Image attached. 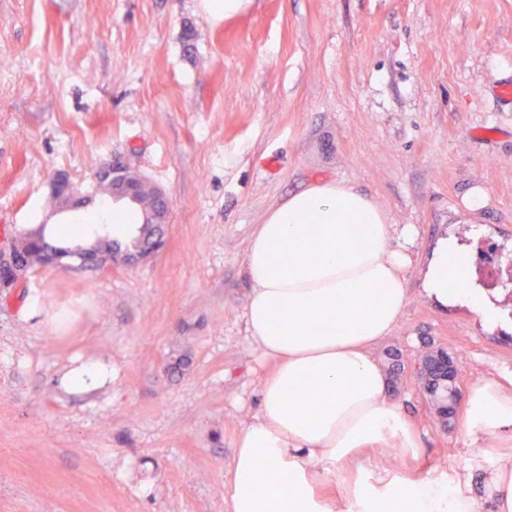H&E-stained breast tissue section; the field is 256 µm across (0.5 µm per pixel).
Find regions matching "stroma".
<instances>
[{
    "label": "stroma",
    "mask_w": 512,
    "mask_h": 512,
    "mask_svg": "<svg viewBox=\"0 0 512 512\" xmlns=\"http://www.w3.org/2000/svg\"><path fill=\"white\" fill-rule=\"evenodd\" d=\"M512 0H0V237L73 223L48 179L84 193L124 164L171 200L167 243L135 266L33 267L0 291V512H229V464L273 364L247 338L249 240L315 176L414 225L408 304L373 348L419 459L375 448L414 479L482 499L500 451L461 417L442 426L412 368L442 348L460 388L512 370ZM483 190L487 206L467 211ZM484 226L473 236V226ZM504 323L440 309L420 272L442 236ZM105 361L111 383L62 375Z\"/></svg>",
    "instance_id": "1"
}]
</instances>
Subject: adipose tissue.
I'll list each match as a JSON object with an SVG mask.
<instances>
[{"mask_svg": "<svg viewBox=\"0 0 512 512\" xmlns=\"http://www.w3.org/2000/svg\"><path fill=\"white\" fill-rule=\"evenodd\" d=\"M411 263L408 250L392 247L385 213L344 182L310 179L258 224L244 260L245 320L276 368L232 453L230 512H476V500L447 480L366 477L358 465L364 449L392 442L421 454L372 353L400 321ZM423 290L441 307L461 304L498 321L455 239L436 244ZM462 421L473 438L501 436L486 498L491 512H512V372L477 383ZM335 471L345 488L339 502L322 492Z\"/></svg>", "mask_w": 512, "mask_h": 512, "instance_id": "obj_1", "label": "adipose tissue"}]
</instances>
